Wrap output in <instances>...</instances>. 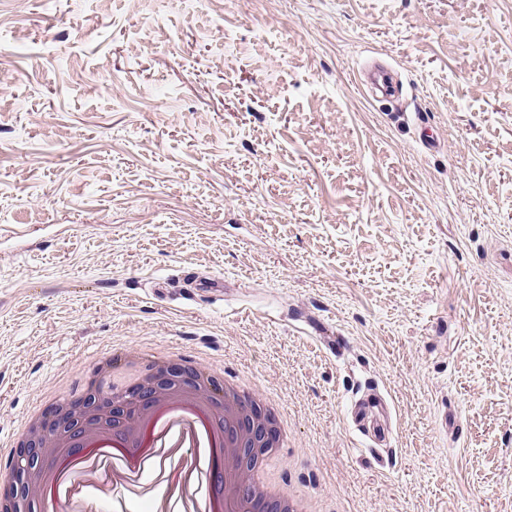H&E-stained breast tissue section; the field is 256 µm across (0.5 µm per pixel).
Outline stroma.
Listing matches in <instances>:
<instances>
[{
  "mask_svg": "<svg viewBox=\"0 0 512 512\" xmlns=\"http://www.w3.org/2000/svg\"><path fill=\"white\" fill-rule=\"evenodd\" d=\"M105 347L277 399L316 512H512V0H0V468ZM377 405L360 403L355 411V420L360 430L377 440H383L386 436V427L381 419L380 410H374Z\"/></svg>",
  "mask_w": 512,
  "mask_h": 512,
  "instance_id": "stroma-1",
  "label": "stroma"
}]
</instances>
